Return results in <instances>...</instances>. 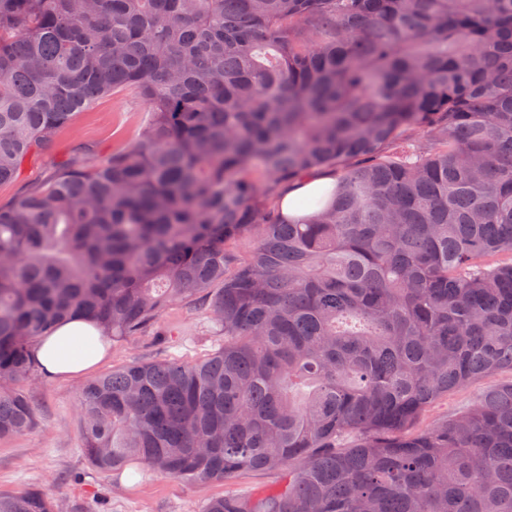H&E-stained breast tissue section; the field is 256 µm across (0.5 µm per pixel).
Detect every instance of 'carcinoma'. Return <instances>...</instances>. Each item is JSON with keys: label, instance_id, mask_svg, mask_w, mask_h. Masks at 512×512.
<instances>
[{"label": "carcinoma", "instance_id": "cac0c4a2", "mask_svg": "<svg viewBox=\"0 0 512 512\" xmlns=\"http://www.w3.org/2000/svg\"><path fill=\"white\" fill-rule=\"evenodd\" d=\"M123 90L140 142L0 207V439L59 323L117 343L202 297L211 353L83 385L90 466L278 475L201 512H512V0H0V186ZM316 170L330 202L287 218ZM335 178L323 171H316L309 174L302 181L286 188L281 196L280 207L284 214H303L295 206V200L301 196H316L324 191L334 188ZM485 382L469 386L465 389L456 391L448 395V398H443L435 403L430 410L425 414L419 427L421 429L432 425L434 422L448 417L458 411L467 408L475 399L477 391L482 388Z\"/></svg>", "mask_w": 512, "mask_h": 512}]
</instances>
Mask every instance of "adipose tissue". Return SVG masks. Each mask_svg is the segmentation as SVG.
<instances>
[{
	"label": "adipose tissue",
	"instance_id": "adipose-tissue-1",
	"mask_svg": "<svg viewBox=\"0 0 512 512\" xmlns=\"http://www.w3.org/2000/svg\"><path fill=\"white\" fill-rule=\"evenodd\" d=\"M108 354L100 328L92 321L75 317L59 326L34 347L33 357L50 376L69 379L94 371Z\"/></svg>",
	"mask_w": 512,
	"mask_h": 512
}]
</instances>
